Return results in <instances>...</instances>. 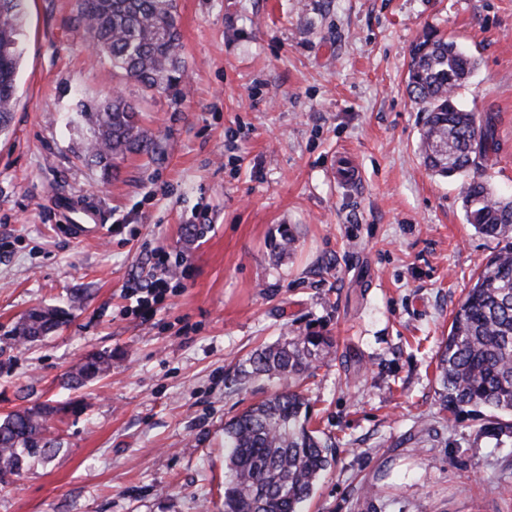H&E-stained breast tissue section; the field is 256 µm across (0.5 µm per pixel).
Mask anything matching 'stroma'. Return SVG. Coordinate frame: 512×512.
<instances>
[{"label":"stroma","mask_w":512,"mask_h":512,"mask_svg":"<svg viewBox=\"0 0 512 512\" xmlns=\"http://www.w3.org/2000/svg\"><path fill=\"white\" fill-rule=\"evenodd\" d=\"M176 4L179 100L90 55L76 0H28L0 132V417L73 408L46 423L55 456L0 485V512H224V423L279 386L235 371L309 331L336 342L306 392L336 461L305 512H512V439L483 435L482 414L449 415L434 376L497 242L465 219L467 178L426 170L425 115L407 89L426 32L475 58L458 101L491 118L482 178L512 196V0ZM116 85L162 149L107 172L85 162L89 129L67 117ZM341 150L362 173L348 189L331 173ZM83 209L102 229L77 239L67 227ZM286 231L295 248L275 258ZM161 250L188 272L146 316L126 293ZM68 304L56 332L10 339L30 309ZM92 352L111 354L108 371L62 389Z\"/></svg>","instance_id":"1"}]
</instances>
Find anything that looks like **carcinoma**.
<instances>
[{
    "label": "carcinoma",
    "instance_id": "obj_1",
    "mask_svg": "<svg viewBox=\"0 0 512 512\" xmlns=\"http://www.w3.org/2000/svg\"><path fill=\"white\" fill-rule=\"evenodd\" d=\"M88 49L105 55L113 70L152 93L184 96L187 67L176 0H77ZM26 0H0V131L12 119ZM475 62L456 45L431 33L411 50L407 87L427 114L420 151L427 170L443 178L467 175L496 153L489 120L461 108L457 90ZM77 116L90 135L85 158L109 169L130 154L149 153L155 141L139 124L121 89L102 101L82 102ZM467 223L501 243L456 309L441 343L436 378L445 406L490 412L485 430L512 437V197L493 193L473 178L463 196ZM69 312L31 310L11 330L33 342L60 328ZM334 353L330 336L307 333L253 352L254 378H276L281 388L224 423V512H301L331 465V445L310 427L302 383ZM108 357L91 353L66 375L80 388L106 371ZM66 406H37L0 418V484L23 475L28 459L49 458L55 444L43 437V421Z\"/></svg>",
    "mask_w": 512,
    "mask_h": 512
}]
</instances>
